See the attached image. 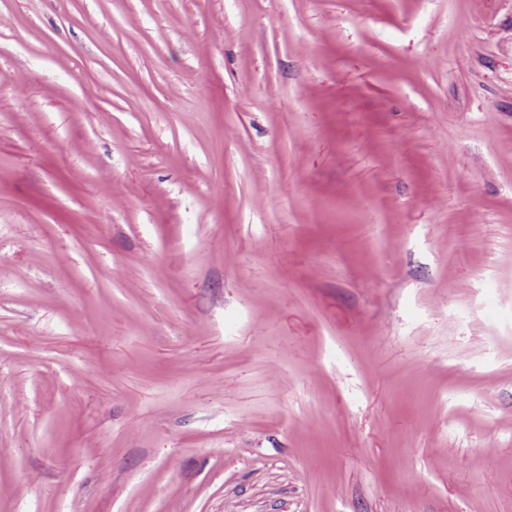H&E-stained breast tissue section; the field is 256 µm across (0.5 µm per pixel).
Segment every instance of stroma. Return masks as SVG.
Masks as SVG:
<instances>
[{
	"mask_svg": "<svg viewBox=\"0 0 512 512\" xmlns=\"http://www.w3.org/2000/svg\"><path fill=\"white\" fill-rule=\"evenodd\" d=\"M0 512H512V0H0Z\"/></svg>",
	"mask_w": 512,
	"mask_h": 512,
	"instance_id": "35a3bbf8",
	"label": "stroma"
}]
</instances>
